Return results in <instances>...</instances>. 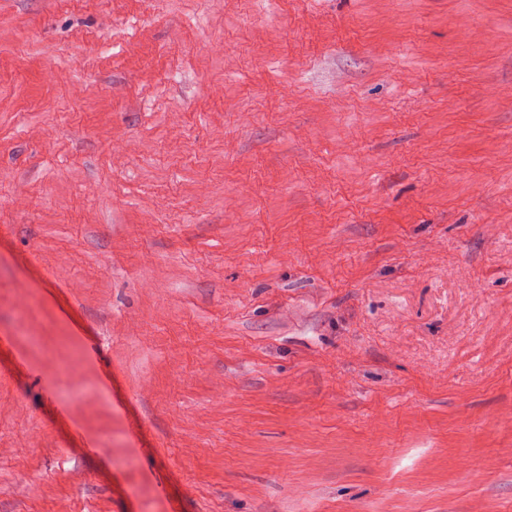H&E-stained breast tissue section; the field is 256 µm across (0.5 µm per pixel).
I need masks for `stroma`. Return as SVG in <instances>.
Wrapping results in <instances>:
<instances>
[{
  "instance_id": "35a3bbf8",
  "label": "stroma",
  "mask_w": 512,
  "mask_h": 512,
  "mask_svg": "<svg viewBox=\"0 0 512 512\" xmlns=\"http://www.w3.org/2000/svg\"><path fill=\"white\" fill-rule=\"evenodd\" d=\"M0 512H512V0H0Z\"/></svg>"
}]
</instances>
